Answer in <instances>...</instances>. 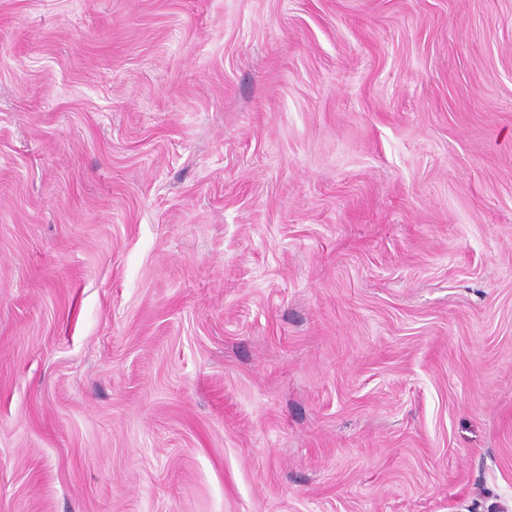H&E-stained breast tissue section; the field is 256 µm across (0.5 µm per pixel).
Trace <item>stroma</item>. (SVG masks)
I'll return each instance as SVG.
<instances>
[{
    "mask_svg": "<svg viewBox=\"0 0 512 512\" xmlns=\"http://www.w3.org/2000/svg\"><path fill=\"white\" fill-rule=\"evenodd\" d=\"M0 512H512V0H0Z\"/></svg>",
    "mask_w": 512,
    "mask_h": 512,
    "instance_id": "obj_1",
    "label": "stroma"
}]
</instances>
